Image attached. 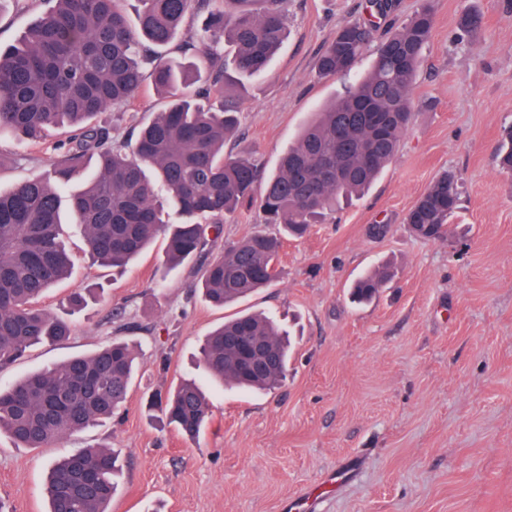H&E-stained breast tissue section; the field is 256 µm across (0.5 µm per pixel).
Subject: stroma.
Listing matches in <instances>:
<instances>
[{
	"label": "stroma",
	"mask_w": 512,
	"mask_h": 512,
	"mask_svg": "<svg viewBox=\"0 0 512 512\" xmlns=\"http://www.w3.org/2000/svg\"><path fill=\"white\" fill-rule=\"evenodd\" d=\"M425 1L434 31L396 155L361 198L285 241L270 287L224 308L200 291L203 265L261 229L254 209L225 216L219 240L175 270L164 237L112 269L89 258L77 225H64L72 275L39 306L67 320L72 335L1 367L0 386L121 334L139 370L118 418L49 448L0 436L6 512H45L48 464L100 445L124 464L111 512H286L309 493L317 512H512V176L496 166L501 131L512 125V0H393L370 29L361 69ZM46 7L0 0V45ZM467 10L481 18L472 34L458 28ZM367 19L365 0H288L286 39L265 77L224 86L240 112L225 155L273 173L311 113L352 82L320 77L321 51L339 27ZM168 105L147 78L97 121L130 147ZM65 138L58 129L35 143L0 135V189L45 174ZM446 171L458 178L459 206L442 238H419L404 218ZM384 260L393 280L370 304H353L352 281ZM83 288L93 292L87 307L71 308L69 296ZM239 311L267 312L289 335L288 371L274 389L208 382L200 346ZM187 378L203 384L212 406L194 441L149 404Z\"/></svg>",
	"instance_id": "1"
}]
</instances>
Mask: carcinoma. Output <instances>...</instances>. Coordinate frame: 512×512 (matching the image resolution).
Listing matches in <instances>:
<instances>
[{
	"instance_id": "obj_1",
	"label": "carcinoma",
	"mask_w": 512,
	"mask_h": 512,
	"mask_svg": "<svg viewBox=\"0 0 512 512\" xmlns=\"http://www.w3.org/2000/svg\"><path fill=\"white\" fill-rule=\"evenodd\" d=\"M26 34L0 48V132L36 142L50 128H68L65 159L47 174L0 190V364L21 359L45 342L71 336L64 320L36 307L71 269L62 237L63 213L84 233L88 255L122 268L161 233L167 266L175 269L207 250L222 234L223 218L254 206L279 232L256 231L224 248L202 274L205 298L222 307L271 285L286 236L300 237L336 204L368 188L395 156L412 117L411 91L433 31L426 5L378 45L370 67L344 94L301 128L279 166L255 195L260 171L248 157H224L237 131L234 106L198 102L206 92L221 100L228 71L258 78L285 40L288 0H138L135 19L122 0H52ZM193 11L207 13L203 53L188 63L155 62L154 52L173 43ZM364 23L341 27L318 62L324 77L347 74L362 60ZM234 47L224 56V43ZM152 66L155 88L180 93L138 133L133 150L94 123L109 106L128 102ZM349 132L347 143L338 132ZM501 171L512 174V126L501 131ZM344 177L336 179V171ZM166 191L157 199V186ZM459 202L458 180L440 174L405 217L441 238ZM392 277L378 264L353 287L358 303L370 301ZM261 338L277 363L258 374L237 363L233 340ZM207 372L218 383L267 390L283 379L288 346L275 322L242 313L216 328L202 346ZM134 347L117 337L87 356L28 374L0 388V434L18 448H46L114 416L126 402L135 373ZM183 435L199 436L210 405L197 385L182 383L155 395ZM120 472L109 447L75 450L50 463L47 512H109Z\"/></svg>"
}]
</instances>
